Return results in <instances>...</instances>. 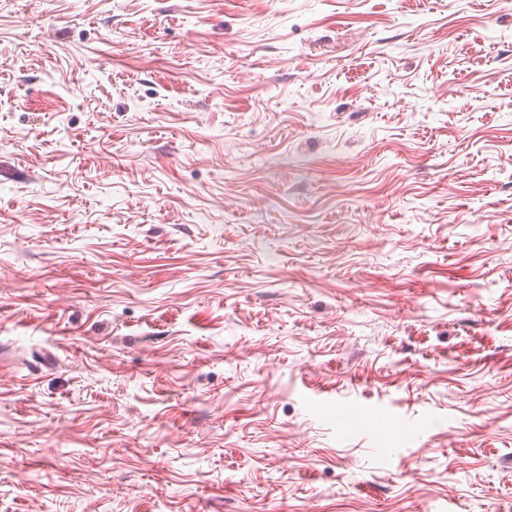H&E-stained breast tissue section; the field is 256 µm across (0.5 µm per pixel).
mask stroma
I'll list each match as a JSON object with an SVG mask.
<instances>
[{
    "label": "stroma",
    "instance_id": "35a3bbf8",
    "mask_svg": "<svg viewBox=\"0 0 512 512\" xmlns=\"http://www.w3.org/2000/svg\"><path fill=\"white\" fill-rule=\"evenodd\" d=\"M225 502L512 512V0H0V512Z\"/></svg>",
    "mask_w": 512,
    "mask_h": 512
}]
</instances>
